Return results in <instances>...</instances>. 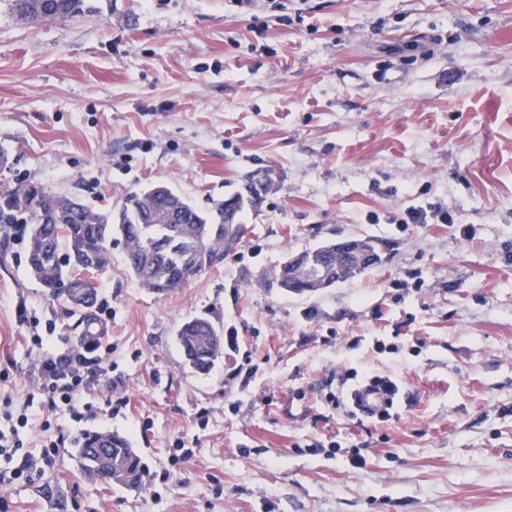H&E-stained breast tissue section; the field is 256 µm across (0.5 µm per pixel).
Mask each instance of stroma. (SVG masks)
<instances>
[{"label":"stroma","mask_w":512,"mask_h":512,"mask_svg":"<svg viewBox=\"0 0 512 512\" xmlns=\"http://www.w3.org/2000/svg\"><path fill=\"white\" fill-rule=\"evenodd\" d=\"M37 27L0 14V190L39 184L101 211L163 183L210 210L246 173L272 186L216 271L156 295L121 237L96 275L118 414L29 407L53 467L0 512H512V0H91ZM410 207L452 220L404 223ZM367 236L385 262L315 294L279 288L285 255ZM0 224V400L38 393L26 338L84 336L81 309L30 275ZM224 331L209 374L177 332ZM392 375L396 417L357 426L333 372ZM125 437L154 488L88 479L89 432ZM191 448L173 459L176 444ZM366 460L354 467V457Z\"/></svg>","instance_id":"1"}]
</instances>
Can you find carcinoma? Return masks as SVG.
Wrapping results in <instances>:
<instances>
[{
    "instance_id": "obj_1",
    "label": "carcinoma",
    "mask_w": 512,
    "mask_h": 512,
    "mask_svg": "<svg viewBox=\"0 0 512 512\" xmlns=\"http://www.w3.org/2000/svg\"><path fill=\"white\" fill-rule=\"evenodd\" d=\"M0 7L30 27L65 19L90 10L88 0H0ZM7 207L27 213L30 223L28 268L46 286L68 285L75 307L86 306L96 290L93 274L110 262L112 236L123 238L125 262L138 284L156 294H169L199 275L218 269L243 243L246 225L224 223V201L201 212L164 184H155L129 196L118 218L36 185L7 192ZM300 262L283 261L277 280L299 283L304 263L326 269L333 283L362 273L360 266L323 245L299 253ZM178 344L187 365L206 374L224 355L223 330L211 320L193 318L182 324ZM77 459L90 479L117 471L126 475L116 483L139 485L144 471L140 457L128 441L112 433L86 436Z\"/></svg>"
}]
</instances>
